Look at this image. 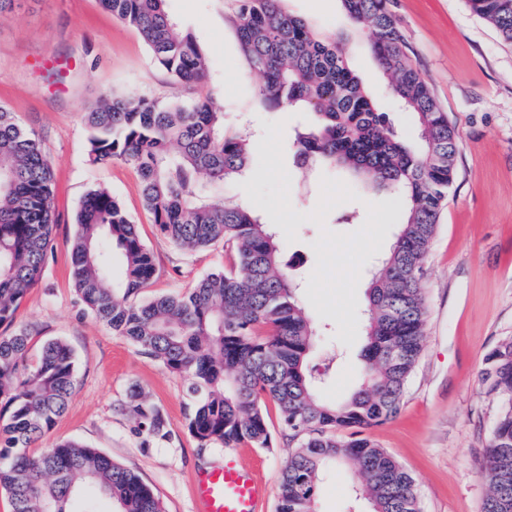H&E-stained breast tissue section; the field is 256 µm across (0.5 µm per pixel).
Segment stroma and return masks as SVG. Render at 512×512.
Masks as SVG:
<instances>
[{
    "label": "stroma",
    "mask_w": 512,
    "mask_h": 512,
    "mask_svg": "<svg viewBox=\"0 0 512 512\" xmlns=\"http://www.w3.org/2000/svg\"><path fill=\"white\" fill-rule=\"evenodd\" d=\"M324 37H343L351 68L376 97L388 79L353 32L340 0H285ZM216 71L209 89L224 100V123L248 120L257 131L258 166L228 193L275 224L301 280L306 313L329 330L308 359L310 369L339 359L321 392L348 397L360 382L365 344L359 312L367 267L390 247L401 212L387 193L368 189L327 169L297 168L291 145L308 113L262 107L233 27L215 0H168ZM409 46V60L455 124L456 174L423 263L426 299L424 349L408 380L399 413L368 431L414 478L422 512H482L480 476L498 402L481 382L484 359L512 337V46L474 15L466 0H391ZM168 74L157 67L140 35L115 19L100 0H18L0 20V104L41 137L55 183L53 252L41 281L22 299L13 327L33 348L65 340L76 356L77 378L66 412L31 448L40 453L60 440L97 448L136 472L166 512H195L199 471L225 457L267 487L265 512H275L278 480L296 441L275 406H268L271 445L198 448L186 428V384L141 354L88 313L70 275L71 238L79 204L90 189H107L123 204L153 254L156 274L148 296L175 294L223 270V245L191 254L175 249L145 209L138 173L120 162L88 157L82 114L109 92L162 93ZM137 387L162 410L169 443L144 448L135 420L122 409ZM348 467L328 469L319 484V512H368Z\"/></svg>",
    "instance_id": "obj_1"
}]
</instances>
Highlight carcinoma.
<instances>
[{
    "mask_svg": "<svg viewBox=\"0 0 512 512\" xmlns=\"http://www.w3.org/2000/svg\"><path fill=\"white\" fill-rule=\"evenodd\" d=\"M167 0H101L135 29L170 77L159 95L109 93L83 113L93 163L133 167L159 233L193 252L217 243L233 254L222 271L178 294L147 298L156 267L136 225L112 194L90 190L76 214L71 276L99 321L187 381L186 427L199 448H267L265 401L284 429L302 438L289 450L276 512H318L322 472L352 465L355 494L369 512H420L413 478L366 430L395 416L423 349L422 264L454 178L458 133L409 62L388 0H341L349 24L370 35L369 51L389 76V96L414 117L417 145L392 128L387 112L350 68L343 45L319 36L284 0H218L234 28L265 106L310 114L293 156L368 180L398 194L402 222L366 289L361 382L343 401L326 402L321 372L307 368L323 327L306 314L274 225L224 195L247 177L253 133L226 130L224 100L198 89L212 83L195 36ZM471 11L512 45V0H467ZM53 173L38 134L0 105V488L13 512H165L152 487L97 448L58 443L28 452L66 410L76 360L61 339L29 355L23 331L6 333L26 292L41 279L52 250ZM481 382L500 406L484 448L483 512H512V338L485 358ZM123 410L143 447L170 439L163 413L138 388Z\"/></svg>",
    "mask_w": 512,
    "mask_h": 512,
    "instance_id": "obj_1",
    "label": "carcinoma"
}]
</instances>
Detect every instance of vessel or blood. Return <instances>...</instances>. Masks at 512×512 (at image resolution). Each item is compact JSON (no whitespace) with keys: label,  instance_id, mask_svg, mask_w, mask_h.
Wrapping results in <instances>:
<instances>
[{"label":"vessel or blood","instance_id":"obj_1","mask_svg":"<svg viewBox=\"0 0 512 512\" xmlns=\"http://www.w3.org/2000/svg\"><path fill=\"white\" fill-rule=\"evenodd\" d=\"M265 486L234 461L200 473L196 480L197 512H259Z\"/></svg>","mask_w":512,"mask_h":512}]
</instances>
